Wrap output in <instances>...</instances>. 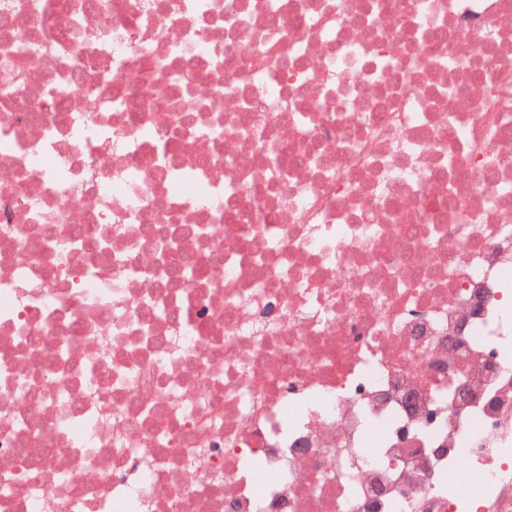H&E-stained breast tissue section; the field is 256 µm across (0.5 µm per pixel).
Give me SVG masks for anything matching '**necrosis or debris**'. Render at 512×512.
Segmentation results:
<instances>
[{"mask_svg": "<svg viewBox=\"0 0 512 512\" xmlns=\"http://www.w3.org/2000/svg\"><path fill=\"white\" fill-rule=\"evenodd\" d=\"M109 3L0 0V512H512V0Z\"/></svg>", "mask_w": 512, "mask_h": 512, "instance_id": "obj_1", "label": "necrosis or debris"}]
</instances>
